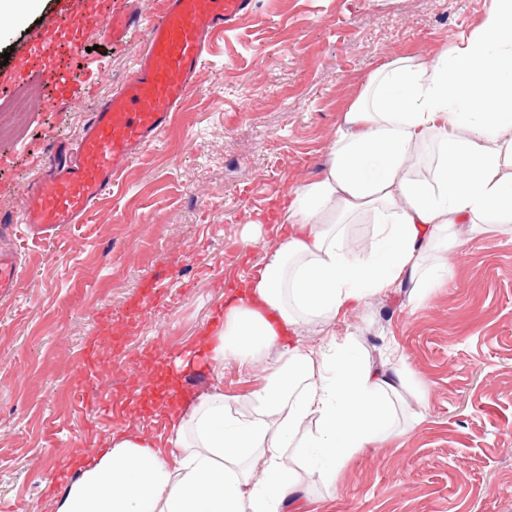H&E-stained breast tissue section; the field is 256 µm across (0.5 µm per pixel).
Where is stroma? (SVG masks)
Here are the masks:
<instances>
[{
  "instance_id": "stroma-1",
  "label": "stroma",
  "mask_w": 512,
  "mask_h": 512,
  "mask_svg": "<svg viewBox=\"0 0 512 512\" xmlns=\"http://www.w3.org/2000/svg\"><path fill=\"white\" fill-rule=\"evenodd\" d=\"M489 0H256L213 38L194 87L161 144L129 163L88 223L46 241L17 238L24 274L0 298V512H55L91 454L113 433L151 436L161 418L128 404L159 364L194 346L225 294L279 241L276 201L327 165L336 128L377 66L431 57L460 43ZM68 0L0 31L18 63ZM146 32L112 42L85 34L60 47L75 88L49 110L35 72L13 88L26 101L0 138V218L10 217L41 154L75 141L91 112L130 74ZM260 226L247 235L248 224ZM161 299L145 303L150 286ZM349 339L359 358L385 362L397 384L390 435L332 478L301 475L289 495L305 512H512V232L492 228L449 252L438 287L371 295L331 321L304 324V343L329 351ZM94 351L97 365L83 364ZM196 392L223 390L247 416L264 362L225 360L185 371ZM102 399L121 423L80 406Z\"/></svg>"
}]
</instances>
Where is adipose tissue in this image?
<instances>
[{
	"label": "adipose tissue",
	"instance_id": "ef3b65f1",
	"mask_svg": "<svg viewBox=\"0 0 512 512\" xmlns=\"http://www.w3.org/2000/svg\"><path fill=\"white\" fill-rule=\"evenodd\" d=\"M426 146L436 161L424 180L414 158ZM360 218L374 226L366 252L346 242ZM510 225L512 0H490L462 44L373 70L325 171L289 194L279 245L225 295L219 326L175 360L179 370L266 360L267 381L248 395L253 416L231 415L220 390L169 398L172 454L149 436L112 434L76 458L80 476L57 512H282L298 471L326 475L382 441L395 391L385 369L351 354L349 340L327 354L306 348L302 325L407 279L434 287L428 254ZM312 415L318 429L294 445Z\"/></svg>",
	"mask_w": 512,
	"mask_h": 512
}]
</instances>
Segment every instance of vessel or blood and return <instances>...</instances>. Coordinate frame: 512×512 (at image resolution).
<instances>
[{
  "instance_id": "1",
  "label": "vessel or blood",
  "mask_w": 512,
  "mask_h": 512,
  "mask_svg": "<svg viewBox=\"0 0 512 512\" xmlns=\"http://www.w3.org/2000/svg\"><path fill=\"white\" fill-rule=\"evenodd\" d=\"M70 3L67 24L45 30L19 64L0 72V93L37 69L58 96L69 94V79L53 63L55 50L63 43L79 48L82 34L92 29L116 42L146 29V50L129 78L91 112L76 146L45 158L38 176L23 190L12 228L41 240L85 223L139 150L163 140L191 91L213 34L231 29L252 11L255 0H164L162 13L149 23L135 0L117 11L94 9L89 0ZM21 273L18 252L0 253L1 297L11 296Z\"/></svg>"
}]
</instances>
